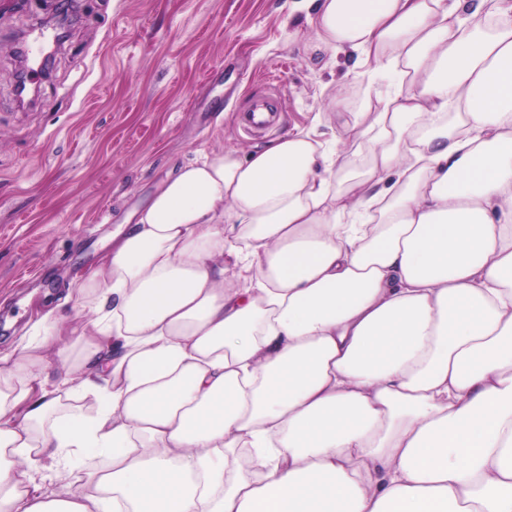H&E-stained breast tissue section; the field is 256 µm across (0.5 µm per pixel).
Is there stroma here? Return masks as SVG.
<instances>
[{"label":"stroma","instance_id":"1","mask_svg":"<svg viewBox=\"0 0 512 512\" xmlns=\"http://www.w3.org/2000/svg\"><path fill=\"white\" fill-rule=\"evenodd\" d=\"M300 0H78L36 105L21 107L8 46L53 8L0 0V351L45 296L96 268L113 232L200 150L248 152L299 126L325 145L331 100L366 101L351 56L317 63ZM278 120L246 126L255 101Z\"/></svg>","mask_w":512,"mask_h":512}]
</instances>
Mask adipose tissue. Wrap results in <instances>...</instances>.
Segmentation results:
<instances>
[{"instance_id":"obj_1","label":"adipose tissue","mask_w":512,"mask_h":512,"mask_svg":"<svg viewBox=\"0 0 512 512\" xmlns=\"http://www.w3.org/2000/svg\"><path fill=\"white\" fill-rule=\"evenodd\" d=\"M309 2L383 110L168 175L0 356V512H512V0ZM40 468L35 473L36 483L44 490L62 493L67 491L82 490L83 481L81 474L74 471L71 474L67 471L54 472L48 468Z\"/></svg>"}]
</instances>
